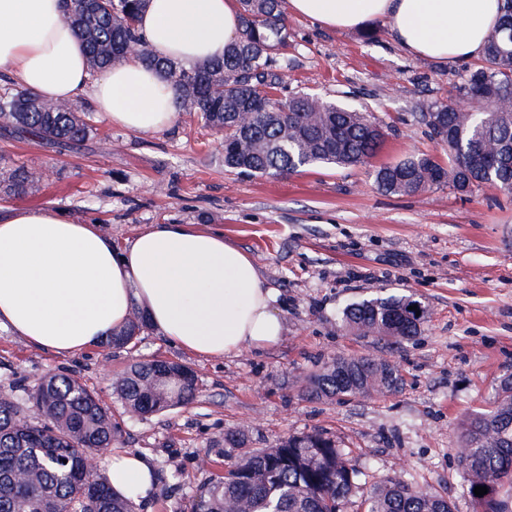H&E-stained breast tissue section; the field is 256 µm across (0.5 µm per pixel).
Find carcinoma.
Listing matches in <instances>:
<instances>
[{
  "instance_id": "carcinoma-1",
  "label": "carcinoma",
  "mask_w": 512,
  "mask_h": 512,
  "mask_svg": "<svg viewBox=\"0 0 512 512\" xmlns=\"http://www.w3.org/2000/svg\"><path fill=\"white\" fill-rule=\"evenodd\" d=\"M147 0H62V20L85 46L90 76L135 59L171 82L176 109L223 138L224 167L247 175H283L303 168L366 166L384 133L365 112L309 93L284 94L276 55L291 34L282 0H240L242 26L224 56L185 65L155 56L137 27ZM485 64L465 70L454 97L432 102L422 118L448 161L411 153L374 169L378 187L408 196L431 188L470 193L495 183L512 192V0L487 36ZM0 121L50 145H80L95 130L93 114L76 102L46 100L13 83L0 84ZM50 177L46 167L16 162L0 168V192L20 198ZM417 310H412V306ZM427 310L410 295L348 305L343 322L359 336L402 343L421 333ZM150 327L134 313L106 344L125 347ZM164 361L138 363L118 375L113 392L125 409L146 417L191 402L196 376H162ZM397 370L370 357H336L304 379L311 394L366 397L397 386ZM20 398L0 391V512H136L112 491L100 470L119 426L79 378L50 374ZM473 512H512V373L487 410L463 425L456 449ZM356 473L336 441L319 432L290 436L245 452L209 481L195 512H341ZM485 486L488 493L474 494ZM357 512H452L448 497L400 477L377 482Z\"/></svg>"
}]
</instances>
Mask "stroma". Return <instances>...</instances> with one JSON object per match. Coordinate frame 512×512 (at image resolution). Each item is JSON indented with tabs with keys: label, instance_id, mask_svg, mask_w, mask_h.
<instances>
[{
	"label": "stroma",
	"instance_id": "obj_1",
	"mask_svg": "<svg viewBox=\"0 0 512 512\" xmlns=\"http://www.w3.org/2000/svg\"><path fill=\"white\" fill-rule=\"evenodd\" d=\"M292 34L280 75L304 92L363 110L385 130L376 164L440 148L420 114L453 94L462 65L406 55L383 22L336 31L287 18ZM97 133L76 149L49 148L0 129V167L51 166L49 179L0 209L57 208L100 224L117 245L151 224H200L247 252L276 296L285 332L266 350L202 358L148 329L124 348L98 345L62 358L0 329V390L32 387L66 373L95 389L122 433L116 452L149 457L157 484L137 512H193L211 475L241 450L318 431L334 439L358 472L343 512L378 481L403 476L473 512L456 446L465 420L488 408L512 372V192L484 184L460 194L433 188L382 192L371 167H315L281 176L224 169L221 141L178 113L159 132H137L96 115ZM411 294L427 308L422 332L397 343L358 336L343 309L375 295ZM376 356L397 369L398 387L368 398L316 397L302 376L333 358ZM166 359L197 377L195 399L146 418L125 413L113 377ZM245 429L244 448L225 433Z\"/></svg>",
	"mask_w": 512,
	"mask_h": 512
}]
</instances>
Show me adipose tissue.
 Here are the masks:
<instances>
[{
	"label": "adipose tissue",
	"mask_w": 512,
	"mask_h": 512,
	"mask_svg": "<svg viewBox=\"0 0 512 512\" xmlns=\"http://www.w3.org/2000/svg\"><path fill=\"white\" fill-rule=\"evenodd\" d=\"M290 15L337 30L386 22L408 55L442 64L482 58L501 0H287ZM239 0H148L138 28L157 55L197 64L223 55L240 30ZM0 70L53 101L90 96L96 112L134 131L167 128L174 89L137 60L91 78L61 0H0ZM274 294L245 251L195 224H152L116 246L98 225L51 207L0 216V328L57 354L89 349L133 309L184 351L223 357L276 344ZM113 490L148 499L147 457L113 455Z\"/></svg>",
	"instance_id": "1"
}]
</instances>
